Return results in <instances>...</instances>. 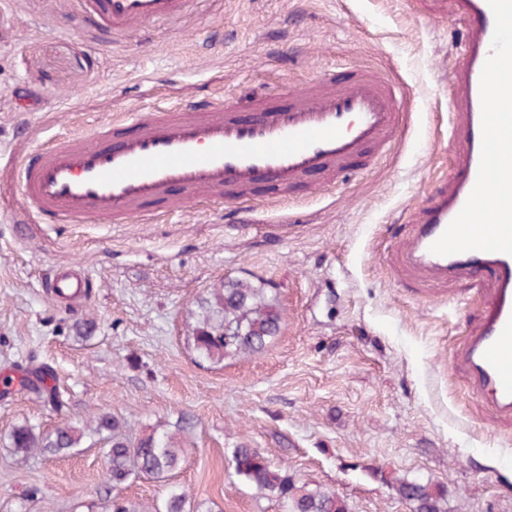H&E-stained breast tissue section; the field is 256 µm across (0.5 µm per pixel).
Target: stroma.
Returning a JSON list of instances; mask_svg holds the SVG:
<instances>
[{"instance_id": "stroma-1", "label": "stroma", "mask_w": 512, "mask_h": 512, "mask_svg": "<svg viewBox=\"0 0 512 512\" xmlns=\"http://www.w3.org/2000/svg\"><path fill=\"white\" fill-rule=\"evenodd\" d=\"M462 25L448 0H198L141 34L87 29L77 0H0V374L50 367L87 432L64 456L15 454L19 425L59 423L26 387H0V512H104L119 495L198 512H287L235 475L247 442L348 512H413L397 486L447 489L442 512H512V422L495 420L450 358L479 311L459 283L416 297L387 263L425 193L451 172L448 76ZM338 65H373L414 105L400 143L303 203H188L155 224H46L14 174L33 149L113 115L184 99L223 103ZM87 271L88 300L47 295ZM262 280L282 313L262 353L211 365L187 341L197 302ZM458 298L460 309L448 306ZM181 432L169 481L116 486L92 428Z\"/></svg>"}]
</instances>
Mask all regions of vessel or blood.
I'll use <instances>...</instances> for the list:
<instances>
[{"instance_id": "obj_1", "label": "vessel or blood", "mask_w": 512, "mask_h": 512, "mask_svg": "<svg viewBox=\"0 0 512 512\" xmlns=\"http://www.w3.org/2000/svg\"><path fill=\"white\" fill-rule=\"evenodd\" d=\"M196 0H79L112 35L188 16ZM463 49L449 74L451 175L425 194L390 263L407 285L464 282L480 302L451 357L495 416L512 419V0H453ZM410 97L383 72L332 68L302 87L218 106L182 100L34 150L22 194L48 224L147 223L180 205L311 196L372 167L401 139ZM88 275L48 294L85 300Z\"/></svg>"}]
</instances>
